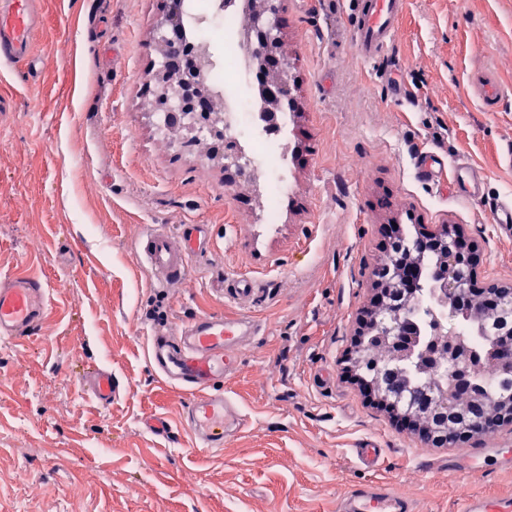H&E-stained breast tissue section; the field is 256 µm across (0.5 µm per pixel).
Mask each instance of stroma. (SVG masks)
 Wrapping results in <instances>:
<instances>
[{
  "label": "stroma",
  "mask_w": 512,
  "mask_h": 512,
  "mask_svg": "<svg viewBox=\"0 0 512 512\" xmlns=\"http://www.w3.org/2000/svg\"><path fill=\"white\" fill-rule=\"evenodd\" d=\"M161 4L39 0L37 74L0 68V274L52 285L42 322L0 345V512H336L372 481L418 512L512 497V471L449 476L448 449L372 403L345 359L388 225L454 226L479 254L480 284L512 281V240L489 212L421 179L413 161L432 148L463 157L492 197L512 198V0H408L393 48L370 62L347 0H281L300 109L275 200L155 128L142 92ZM483 70L506 90L490 111L468 83ZM273 200L284 217L270 227ZM181 224L203 227L193 271L157 286L137 239ZM240 277L257 302L226 296ZM242 313L263 334L223 389L245 430L220 452L147 431L144 420L178 422L185 406L148 364L151 332ZM93 366L124 386L109 408L82 383ZM366 443L383 450L377 469L352 461Z\"/></svg>",
  "instance_id": "obj_1"
}]
</instances>
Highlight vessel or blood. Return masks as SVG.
Masks as SVG:
<instances>
[{"label":"vessel or blood","mask_w":512,"mask_h":512,"mask_svg":"<svg viewBox=\"0 0 512 512\" xmlns=\"http://www.w3.org/2000/svg\"><path fill=\"white\" fill-rule=\"evenodd\" d=\"M33 0H0V63L10 65L31 54L36 30ZM353 41L358 54L368 60L383 55L396 39L398 20L407 0H354ZM486 109H494L504 89L490 73L471 79ZM421 178L429 182L448 177L454 192L468 201L486 202L492 221L512 237V199H489L485 172L460 159L448 162L438 152L415 157ZM193 231L181 226L177 234L152 229L140 236L139 251L158 285L187 279L193 255ZM47 281L32 274L0 277V343L25 337L43 319L50 303ZM260 326L247 315L235 318L201 315L171 332L149 338L147 360L151 369L171 386L186 392L182 426L195 447L223 448L226 439L240 433L246 416L240 405L214 388L239 362L243 345L258 335ZM91 398L103 408L111 406L120 391L111 371L94 368L86 378ZM337 512H415L410 499L393 494L384 485L360 484L340 500ZM462 512H512V499L474 497Z\"/></svg>","instance_id":"obj_1"}]
</instances>
